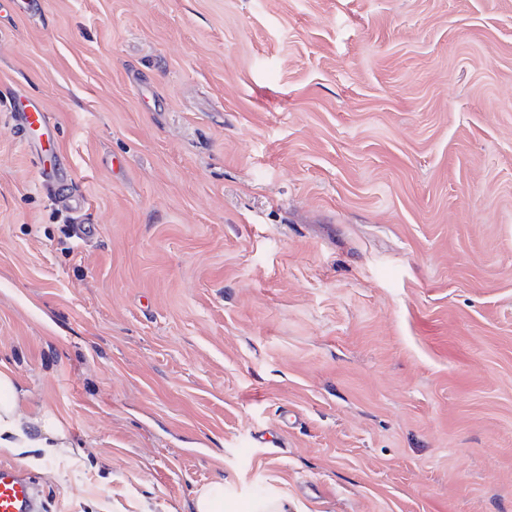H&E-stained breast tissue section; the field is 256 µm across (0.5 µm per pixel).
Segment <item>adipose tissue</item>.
<instances>
[{"mask_svg": "<svg viewBox=\"0 0 512 512\" xmlns=\"http://www.w3.org/2000/svg\"><path fill=\"white\" fill-rule=\"evenodd\" d=\"M24 398L15 374L0 367V452L27 463L38 456L49 462L69 451L73 441L68 425L51 411L28 417L23 412Z\"/></svg>", "mask_w": 512, "mask_h": 512, "instance_id": "1", "label": "adipose tissue"}]
</instances>
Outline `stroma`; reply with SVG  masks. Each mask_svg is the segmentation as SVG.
Returning <instances> with one entry per match:
<instances>
[{"mask_svg":"<svg viewBox=\"0 0 512 512\" xmlns=\"http://www.w3.org/2000/svg\"><path fill=\"white\" fill-rule=\"evenodd\" d=\"M0 365L45 512H512V0H0ZM13 119L17 122L23 135L41 132L40 136L46 135L44 120V108L40 100L29 99L28 105L22 112H16ZM25 394L15 374L0 367V452L10 453L27 463L51 462L70 451L74 444L68 425L54 412L43 411L30 418L23 412ZM193 512H224L232 505H224V482L214 481L201 488L194 499Z\"/></svg>","mask_w":512,"mask_h":512,"instance_id":"35a3bbf8","label":"stroma"}]
</instances>
